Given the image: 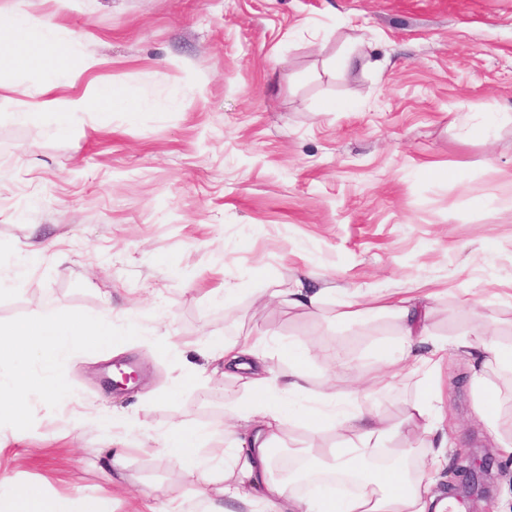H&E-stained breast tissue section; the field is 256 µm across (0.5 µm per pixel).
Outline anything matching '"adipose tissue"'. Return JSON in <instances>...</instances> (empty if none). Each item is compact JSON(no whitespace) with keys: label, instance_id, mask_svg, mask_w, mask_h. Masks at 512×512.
<instances>
[{"label":"adipose tissue","instance_id":"1","mask_svg":"<svg viewBox=\"0 0 512 512\" xmlns=\"http://www.w3.org/2000/svg\"><path fill=\"white\" fill-rule=\"evenodd\" d=\"M16 36L8 55L14 70L44 66L47 72L69 70L64 48L54 55L46 49L54 41L49 23H41V37L32 41L27 32L35 26L30 16L19 13L8 23ZM424 295L420 288H406L395 295L364 299L359 292L349 294L340 313L341 320L367 318L372 310L389 311L397 321L401 336L400 354L379 374H360L363 387L357 403L337 407L336 392L341 384L335 376L326 379V390L314 393L308 370L309 351L288 346L267 352L260 336H245L227 344L211 341L207 356L222 363L226 375L241 380L245 397L230 408V421L224 426L221 456L206 457L198 450L203 430H176L157 440H143L144 452L163 449L176 457L192 478L201 497H223V504L212 512H443L448 501L434 492L436 475L444 450L437 447L421 460L399 456L387 465H374L373 459L386 448L390 433L372 403L373 396L386 388L390 379L409 374L432 376L446 356L447 342L427 339L424 325ZM104 353L120 343L112 334V315L56 312L39 318L0 324V354L11 356L7 375L0 376V428L20 429L28 422L32 397L62 400L73 398L68 380L54 373L55 362L69 349L85 341ZM479 364L473 372L478 408L489 426L497 418L491 406L498 394L485 377L487 367L512 369V350L506 349L495 327L483 326L477 336L463 340ZM288 360L287 373H278L275 363ZM316 398L317 408L290 407L288 396ZM248 424L245 436H238L234 423ZM305 422L308 428L319 423L345 432L346 437L330 448V470L353 478L352 494L303 498L293 494L287 483L272 481L273 443L288 426ZM0 505L6 512H112V501L98 497L81 503L62 496H48L44 487L24 479L0 481Z\"/></svg>","mask_w":512,"mask_h":512}]
</instances>
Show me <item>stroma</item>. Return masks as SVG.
<instances>
[{"label":"stroma","instance_id":"stroma-1","mask_svg":"<svg viewBox=\"0 0 512 512\" xmlns=\"http://www.w3.org/2000/svg\"><path fill=\"white\" fill-rule=\"evenodd\" d=\"M21 10L52 17L72 68L52 107L36 94L46 73L0 71V279L24 276L0 291V323L108 309L129 344L109 358L86 344L58 364L76 402L33 399L26 428L0 430V477L108 496L112 512L171 500L206 512L171 455L133 451L113 470L100 419L136 436L197 427L202 454L221 453L244 391L205 371L215 339L305 346L317 387L329 371L378 370L395 322L339 321L347 288L423 285L431 338L475 335L485 319L512 347V0H0L2 20ZM90 53L98 66L81 69ZM106 86L129 111L96 107L57 134L63 100ZM305 270L327 290L320 307L281 304L275 291ZM123 362L141 378L115 393L103 379ZM473 365L449 349L432 384L442 483L486 449L481 512H512V377L489 373L493 430ZM427 385L400 377L377 396L402 426L393 447L427 451L430 436L406 428ZM335 441L293 426L276 461Z\"/></svg>","mask_w":512,"mask_h":512}]
</instances>
